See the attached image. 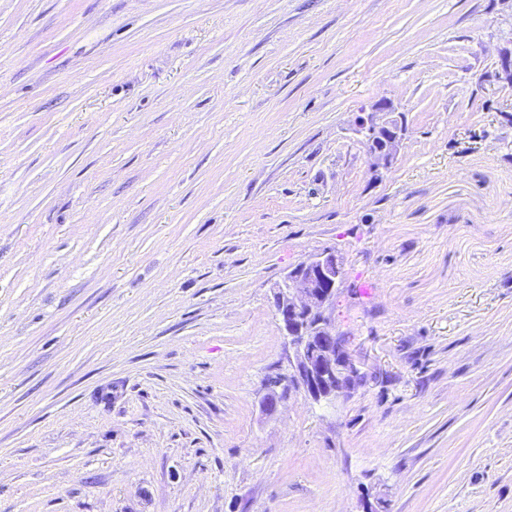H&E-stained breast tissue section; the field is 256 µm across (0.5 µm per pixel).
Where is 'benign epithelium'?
I'll return each mask as SVG.
<instances>
[{"label":"benign epithelium","instance_id":"obj_1","mask_svg":"<svg viewBox=\"0 0 512 512\" xmlns=\"http://www.w3.org/2000/svg\"><path fill=\"white\" fill-rule=\"evenodd\" d=\"M393 112L392 102L380 100L357 125L376 171L393 166L405 140L404 123L389 117ZM339 267L336 253L325 250L290 268L273 288L274 313L293 351L289 381L316 402L348 392L361 378L331 320Z\"/></svg>","mask_w":512,"mask_h":512}]
</instances>
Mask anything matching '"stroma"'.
I'll return each instance as SVG.
<instances>
[{"mask_svg":"<svg viewBox=\"0 0 512 512\" xmlns=\"http://www.w3.org/2000/svg\"><path fill=\"white\" fill-rule=\"evenodd\" d=\"M510 48L512 0H0V512H512ZM326 248L362 381L267 412ZM395 108L391 101L380 100L370 107L365 117H361L356 132L361 144L371 160V168L387 170L393 166L405 140V126L398 118L386 117Z\"/></svg>","mask_w":512,"mask_h":512,"instance_id":"stroma-1","label":"stroma"}]
</instances>
